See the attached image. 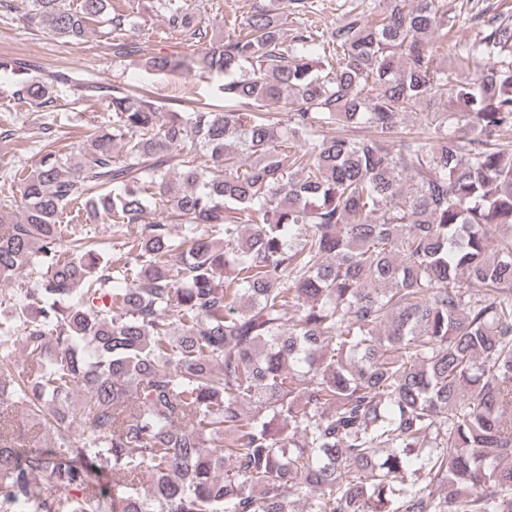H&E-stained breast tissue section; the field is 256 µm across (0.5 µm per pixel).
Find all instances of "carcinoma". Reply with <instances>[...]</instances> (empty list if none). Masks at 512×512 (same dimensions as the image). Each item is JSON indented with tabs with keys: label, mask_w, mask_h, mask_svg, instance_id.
Here are the masks:
<instances>
[{
	"label": "carcinoma",
	"mask_w": 512,
	"mask_h": 512,
	"mask_svg": "<svg viewBox=\"0 0 512 512\" xmlns=\"http://www.w3.org/2000/svg\"><path fill=\"white\" fill-rule=\"evenodd\" d=\"M25 2L222 104L115 84L81 161L47 150L0 203V512H512V7L450 42L445 0H346L291 37L271 4L210 37L157 0L182 56L108 0ZM0 70L43 108L68 82ZM319 1V10L316 18H310L315 20L318 27L324 31L333 28L337 22L341 19L342 10L339 9L338 5L343 0H317ZM319 29V30H320ZM123 234L117 232L112 225L109 227V224L98 225L89 232V235L93 236L91 242H95V248L106 255L112 253V245H117V242L123 239Z\"/></svg>",
	"instance_id": "cac0c4a2"
}]
</instances>
